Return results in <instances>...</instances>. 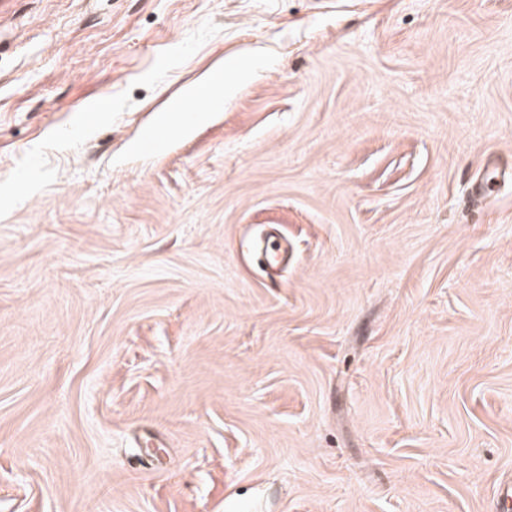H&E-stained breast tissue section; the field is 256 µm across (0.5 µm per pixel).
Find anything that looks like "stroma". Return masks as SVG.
Masks as SVG:
<instances>
[{
  "label": "stroma",
  "instance_id": "35a3bbf8",
  "mask_svg": "<svg viewBox=\"0 0 512 512\" xmlns=\"http://www.w3.org/2000/svg\"><path fill=\"white\" fill-rule=\"evenodd\" d=\"M508 478L512 0H0V512ZM218 76L219 74H209L195 84L185 87L179 92L176 98L170 101L162 109V112H177V104L174 101L177 99H182L187 94L197 92H208L211 106H219L224 95V86H221L217 83Z\"/></svg>",
  "mask_w": 512,
  "mask_h": 512
}]
</instances>
